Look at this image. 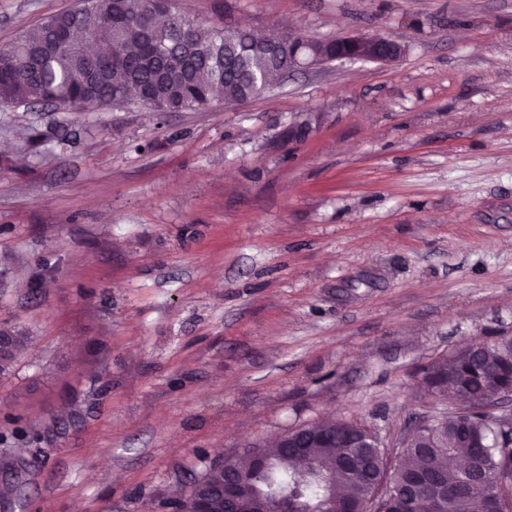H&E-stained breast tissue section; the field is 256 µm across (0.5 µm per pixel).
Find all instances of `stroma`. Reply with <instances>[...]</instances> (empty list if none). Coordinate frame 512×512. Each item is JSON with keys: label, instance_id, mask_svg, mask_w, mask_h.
Listing matches in <instances>:
<instances>
[{"label": "stroma", "instance_id": "35a3bbf8", "mask_svg": "<svg viewBox=\"0 0 512 512\" xmlns=\"http://www.w3.org/2000/svg\"><path fill=\"white\" fill-rule=\"evenodd\" d=\"M174 2L404 52L236 106L0 110V512H146L322 420L398 447L424 368L512 337V0ZM78 5L0 0V46Z\"/></svg>", "mask_w": 512, "mask_h": 512}]
</instances>
